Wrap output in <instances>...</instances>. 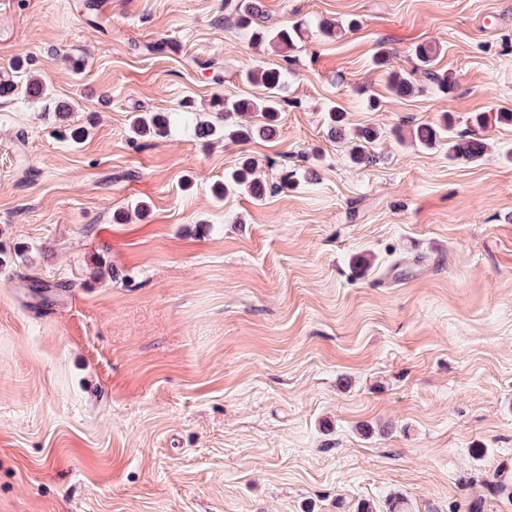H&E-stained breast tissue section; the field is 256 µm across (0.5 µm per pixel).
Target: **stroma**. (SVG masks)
I'll list each match as a JSON object with an SVG mask.
<instances>
[{
    "label": "stroma",
    "mask_w": 512,
    "mask_h": 512,
    "mask_svg": "<svg viewBox=\"0 0 512 512\" xmlns=\"http://www.w3.org/2000/svg\"><path fill=\"white\" fill-rule=\"evenodd\" d=\"M81 2L0 5V76L52 97L0 98V512H512V126L470 122L512 111V0H259L290 52L224 0ZM421 44L455 85L395 96ZM258 64L275 138L130 141ZM444 118L483 157L412 143ZM245 157L264 198H216ZM225 9H232L239 15L240 20L251 28V38L256 42H268L278 48L291 49L300 38L301 32L295 29L261 25L265 23V17L256 0H225ZM171 123L162 113H136L130 129L134 138H163L170 131Z\"/></svg>",
    "instance_id": "1"
}]
</instances>
